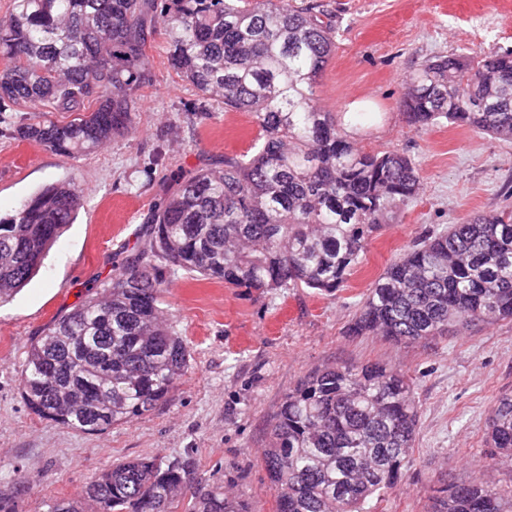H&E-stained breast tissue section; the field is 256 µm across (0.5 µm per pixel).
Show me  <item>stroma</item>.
<instances>
[{
    "instance_id": "stroma-1",
    "label": "stroma",
    "mask_w": 512,
    "mask_h": 512,
    "mask_svg": "<svg viewBox=\"0 0 512 512\" xmlns=\"http://www.w3.org/2000/svg\"><path fill=\"white\" fill-rule=\"evenodd\" d=\"M330 17L336 54L319 92L357 146L395 150L415 163L417 200L369 240L344 287L260 293L182 273L163 309L191 350L190 369L150 414L89 435L40 419L21 395L32 341L110 281L146 230L164 184L224 154L250 152V115L225 111L168 67L165 31L149 50L152 82L134 104L138 136L72 159L10 137L16 112L0 114V217L44 185L80 184L84 205L39 273L0 306V492L18 512L51 497L80 499L91 477L137 456H192L199 474L253 512H274L262 465L266 428L284 395L331 362L407 372L420 408L418 441L382 512H429L436 490L472 480L485 461L483 430L498 396L512 391V320L476 324L435 342L351 336L347 327L371 283L430 230L512 207V141L450 126L422 130L399 109L408 75L425 61L512 49V0H296Z\"/></svg>"
}]
</instances>
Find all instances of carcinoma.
<instances>
[{
  "label": "carcinoma",
  "instance_id": "cac0c4a2",
  "mask_svg": "<svg viewBox=\"0 0 512 512\" xmlns=\"http://www.w3.org/2000/svg\"><path fill=\"white\" fill-rule=\"evenodd\" d=\"M168 33L173 72L249 113L248 155L184 172L147 217L143 245L112 281L53 321L27 351L21 394L39 418L98 434L152 412L190 368V347L161 304L178 272L250 291L334 293L368 240L417 197L397 151L364 153L320 107L335 25L292 0H12L0 20V113L25 112L12 138L87 155L138 134L132 105L152 80L148 42ZM408 124L512 140V49L438 56L414 70ZM54 112L73 119L50 118ZM83 206L70 180L0 217V305L39 271ZM512 319V212L426 234L389 263L349 327L353 336L431 341L451 328ZM413 383L379 364H329L289 391L269 424L263 463L276 512H370L402 475L417 437ZM489 466L512 461V392L485 423ZM432 512H512V486L485 475L441 490ZM45 512H251L197 473L193 458H127L100 470L84 501Z\"/></svg>",
  "mask_w": 512,
  "mask_h": 512
}]
</instances>
